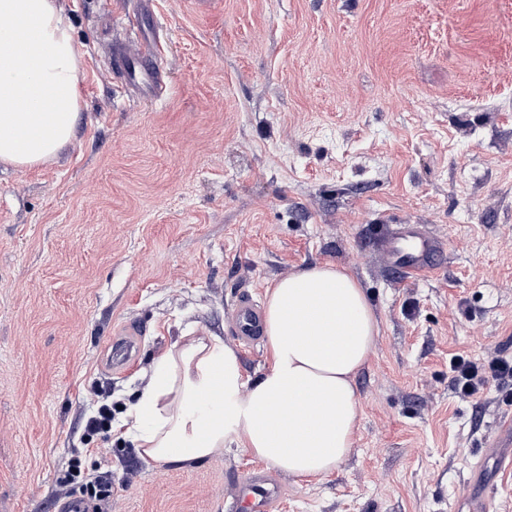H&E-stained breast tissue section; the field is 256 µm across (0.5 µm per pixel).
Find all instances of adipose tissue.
Here are the masks:
<instances>
[{"label":"adipose tissue","mask_w":512,"mask_h":512,"mask_svg":"<svg viewBox=\"0 0 512 512\" xmlns=\"http://www.w3.org/2000/svg\"><path fill=\"white\" fill-rule=\"evenodd\" d=\"M79 49L56 0H0V162L28 170L71 140ZM268 368L245 380L218 336H181L153 359L123 435L159 464L236 446L299 479L348 458L361 406L353 384L380 323L347 269L326 263L275 281L263 322Z\"/></svg>","instance_id":"1"}]
</instances>
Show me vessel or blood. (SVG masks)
<instances>
[{"mask_svg": "<svg viewBox=\"0 0 512 512\" xmlns=\"http://www.w3.org/2000/svg\"><path fill=\"white\" fill-rule=\"evenodd\" d=\"M112 56L131 80L128 89L133 95L149 94L161 99L168 90L157 53L152 43L140 40H117ZM375 248L385 267L402 280L434 273L445 242L428 233L419 224H399L377 238ZM262 318L248 298H241L234 312V332L249 343L260 336ZM282 495L280 484L265 474H256L239 486V497L246 512H273Z\"/></svg>", "mask_w": 512, "mask_h": 512, "instance_id": "b4317fda", "label": "vessel or blood"}]
</instances>
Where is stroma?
I'll return each instance as SVG.
<instances>
[{
    "mask_svg": "<svg viewBox=\"0 0 512 512\" xmlns=\"http://www.w3.org/2000/svg\"><path fill=\"white\" fill-rule=\"evenodd\" d=\"M58 0L80 50L76 135L32 170L0 164V512H56L111 475L103 512H231L262 466L240 448L159 465L112 429L183 333L223 337L247 380L245 294L314 264L348 269L380 336L354 386L359 430L330 475L275 478L274 512H459L490 488L495 385L450 360L512 361V0ZM152 32L167 95L133 98L112 38ZM421 224L448 244L406 282L372 241ZM141 325L131 362L112 342ZM82 474L60 486L72 460Z\"/></svg>",
    "mask_w": 512,
    "mask_h": 512,
    "instance_id": "1",
    "label": "stroma"
}]
</instances>
